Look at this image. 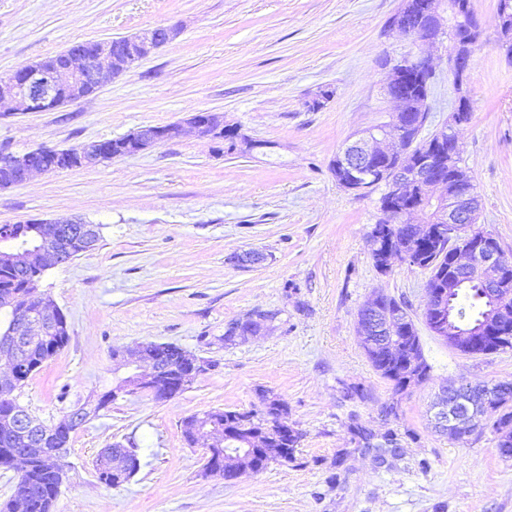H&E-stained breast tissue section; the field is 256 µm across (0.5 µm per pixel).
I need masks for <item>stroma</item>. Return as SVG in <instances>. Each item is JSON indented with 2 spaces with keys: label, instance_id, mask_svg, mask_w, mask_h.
I'll return each mask as SVG.
<instances>
[{
  "label": "stroma",
  "instance_id": "obj_1",
  "mask_svg": "<svg viewBox=\"0 0 512 512\" xmlns=\"http://www.w3.org/2000/svg\"><path fill=\"white\" fill-rule=\"evenodd\" d=\"M402 0H0V76L69 46L157 25L177 38L50 112L0 108V151L66 149L166 125L207 110L261 141L249 154L192 135L92 167L0 188V224L78 217L102 227L93 249L48 271L40 289L65 314L68 345L17 390L44 423L108 391L123 374L113 351L170 343L208 362L186 390L119 398L72 434L55 512H512V458L490 432L460 442L436 431L441 389L512 380V350L469 357L422 318L427 270L393 261L380 273L368 236L379 192L341 188L337 151L390 123L386 60L414 52L392 24ZM480 31L468 74L470 122L458 132L478 226L512 252V58L498 46L497 0H471ZM450 43L425 46L435 66L429 137L457 102ZM332 90L312 108L319 91ZM257 251L261 263L236 265ZM406 301L430 377L402 394L359 342L357 311L375 291ZM272 313L253 335L235 321ZM361 386L363 396L351 395ZM288 406L301 434L294 458L227 481L203 473L184 418ZM395 414L385 415L386 406ZM370 432V443L352 426ZM395 431L400 446L383 448ZM132 442L141 467L107 487L101 448Z\"/></svg>",
  "mask_w": 512,
  "mask_h": 512
}]
</instances>
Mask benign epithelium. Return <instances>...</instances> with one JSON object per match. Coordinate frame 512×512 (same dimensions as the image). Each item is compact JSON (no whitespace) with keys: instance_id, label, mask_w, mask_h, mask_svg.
<instances>
[{"instance_id":"benign-epithelium-1","label":"benign epithelium","mask_w":512,"mask_h":512,"mask_svg":"<svg viewBox=\"0 0 512 512\" xmlns=\"http://www.w3.org/2000/svg\"><path fill=\"white\" fill-rule=\"evenodd\" d=\"M466 4L462 0H424L417 22L409 24L404 21L406 7H401L393 19V25L410 37L416 44L433 43L447 33L445 21L464 16ZM176 35V30L169 26H155L108 41H91L87 45H72L67 50V67L58 71L49 69L39 61L30 63L6 77H0V102L8 100L15 104L19 112H44L52 104L54 93L64 86L72 99L82 98L84 86L91 83L100 86L107 77H115L124 72L135 62L149 56L157 49L168 44ZM473 38L456 42L450 53L448 75L457 90V105L453 111L456 121L465 122L468 112L472 111L466 91V80L475 57ZM410 72L419 75H433L435 70L427 56L407 54L393 65L386 82L387 97L397 104L392 128L368 129L357 140L344 146L333 161V168L338 174L339 184L346 190L358 192L370 185L385 187L384 195L395 199L407 186L419 189L421 195H428V189L439 186L447 189L439 197L442 207L435 224L425 226L438 238H446L458 243L452 252L448 264V285L456 283L455 272L465 271L478 278L487 293L495 301V311L483 321L478 329L463 331L457 328L446 315L445 294L441 288H425L423 318L429 329L448 346L463 355L486 356L499 352L512 341V262L501 251L496 237L487 232H471L469 228L477 223L478 210L474 207L476 195L474 187L455 176L439 173L440 159L432 154L421 159H406V151L412 147L402 146V136L407 129L405 115L409 110H420L426 103L428 92L420 98L412 99L403 94L401 86ZM224 114L211 111L196 112L183 122L170 126L145 125L122 137L123 146L115 149L105 146L102 141L86 142L78 146L73 157L66 159V165L73 168L90 167L104 159L118 156H131L160 145L179 139L188 132L200 138L224 139ZM398 156L395 167L377 169L369 166L380 160ZM32 152L3 155L0 167L9 171L13 184L25 182L35 172L44 173L46 169L36 166L31 160ZM39 225L36 237L25 247L17 250L0 251V260L23 265L37 260L43 270L47 271L66 262L64 250L70 236L87 230V223L82 220H37ZM367 316L357 319L360 343L370 352L388 346L394 347L395 332L408 328L413 318L404 309L380 307L375 299L367 301ZM58 308L44 303L37 295L32 296L30 304L14 314L11 327L0 338V358L10 364L11 372L7 377H0V398L12 401V410L0 417V427L30 444L42 437L39 421L15 397L17 390V372L25 362V354L34 336H50L55 333ZM125 360L133 372L116 379L112 388V397L132 393L144 388L157 391L164 388L167 374L172 372L176 378L187 381L202 370L198 361L188 366L184 360L176 365L163 364L155 358L154 346L142 344L134 353H116ZM501 389L493 385L474 387L460 382L442 389L436 403V427L448 431L457 439L464 441L471 435L473 427L482 421L477 405L487 410L490 401L501 398ZM288 421L268 420L262 428L243 421L231 432L234 441L242 444L240 448H224L219 456L212 455V448H206L205 465L212 469H225L227 464L236 459L253 460L262 458L266 464L269 459L264 453L263 444L271 437L288 432Z\"/></svg>"}]
</instances>
